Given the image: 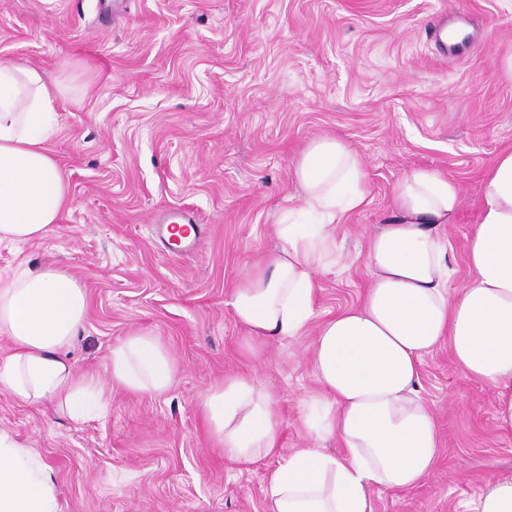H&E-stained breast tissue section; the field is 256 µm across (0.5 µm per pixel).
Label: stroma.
Segmentation results:
<instances>
[{
  "instance_id": "obj_1",
  "label": "stroma",
  "mask_w": 512,
  "mask_h": 512,
  "mask_svg": "<svg viewBox=\"0 0 512 512\" xmlns=\"http://www.w3.org/2000/svg\"><path fill=\"white\" fill-rule=\"evenodd\" d=\"M510 58L512 0H0V61L67 88L48 146L70 198L49 237L0 245V271L54 264L84 286L77 370L103 373L135 331L160 336L177 368L166 393L114 390L81 424L0 390V430L53 469L60 512H268L275 459L225 460L200 402L225 375L250 374L277 399L283 453L312 443L314 333L254 356L226 305L277 246L281 211L302 204L298 155L330 135L367 172L366 203L337 225L336 263L319 276V319L360 303L366 238L393 221L418 167L460 188L459 219L440 230L464 287L480 181L512 149ZM173 208L199 226L193 251L152 228ZM421 394L438 465L415 489L375 492L374 512H461L481 484L512 476L498 390L465 376L448 344L425 356Z\"/></svg>"
}]
</instances>
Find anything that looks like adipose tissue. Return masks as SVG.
Here are the masks:
<instances>
[{"label":"adipose tissue","mask_w":512,"mask_h":512,"mask_svg":"<svg viewBox=\"0 0 512 512\" xmlns=\"http://www.w3.org/2000/svg\"><path fill=\"white\" fill-rule=\"evenodd\" d=\"M62 83L0 62V243H25L53 232L69 201L68 184L47 146ZM303 211L287 209L280 245L254 263L228 305L251 345L291 339L315 320L316 273L336 249L334 229L366 202V171L334 137L310 140L294 164ZM469 240V283L452 285L448 239L438 232L460 211L458 185L416 169L400 183L395 221L369 235L371 281L360 305L320 322L310 364L324 396L310 436L335 437L282 454L281 422L270 393L244 375L207 391L202 410L226 460L276 457L266 478L269 512H374L373 490L410 489L433 471L439 448L431 408L420 393L423 358L449 343L457 366L498 387L496 420L512 430V151L501 155L480 188ZM86 290L55 265L0 273V390L50 406L82 423L106 409L113 389L160 395L175 376L161 340L133 332L113 345L109 379L75 370L67 349L82 324ZM0 512H59L56 477L41 455L0 431ZM465 512H512V478L485 483Z\"/></svg>","instance_id":"1"}]
</instances>
